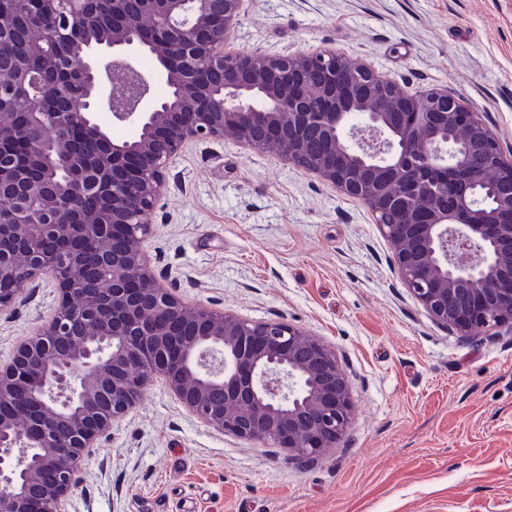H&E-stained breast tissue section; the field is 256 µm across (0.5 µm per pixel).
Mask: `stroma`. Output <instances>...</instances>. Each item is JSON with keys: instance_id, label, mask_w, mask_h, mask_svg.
Masks as SVG:
<instances>
[{"instance_id": "35a3bbf8", "label": "stroma", "mask_w": 512, "mask_h": 512, "mask_svg": "<svg viewBox=\"0 0 512 512\" xmlns=\"http://www.w3.org/2000/svg\"><path fill=\"white\" fill-rule=\"evenodd\" d=\"M232 47H330L404 90L448 89L512 156V0H244ZM168 181L143 243L160 282L320 337L354 418L295 459L208 427L158 380L90 449L69 512H512V328L436 325L365 205L237 138L186 143ZM58 299L47 276L0 310V362Z\"/></svg>"}]
</instances>
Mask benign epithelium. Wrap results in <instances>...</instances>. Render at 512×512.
Listing matches in <instances>:
<instances>
[{
    "label": "benign epithelium",
    "mask_w": 512,
    "mask_h": 512,
    "mask_svg": "<svg viewBox=\"0 0 512 512\" xmlns=\"http://www.w3.org/2000/svg\"><path fill=\"white\" fill-rule=\"evenodd\" d=\"M243 0H36L0 6V37L24 27L29 60L0 58V308L51 276L60 302L0 364V512H68L75 474L160 378L218 432L294 456L333 448L353 417L336 352L285 321L193 307L141 249L191 140L232 130L365 204L402 285L428 317L467 338L512 326V159L447 89L417 93L332 48L228 50ZM156 59L153 74L132 59ZM169 88L160 100L152 83ZM107 110L138 132L117 142ZM263 137H255L256 131ZM320 152L309 153L311 140ZM90 245L109 271L88 287ZM468 254L465 263L459 253Z\"/></svg>",
    "instance_id": "benign-epithelium-1"
}]
</instances>
